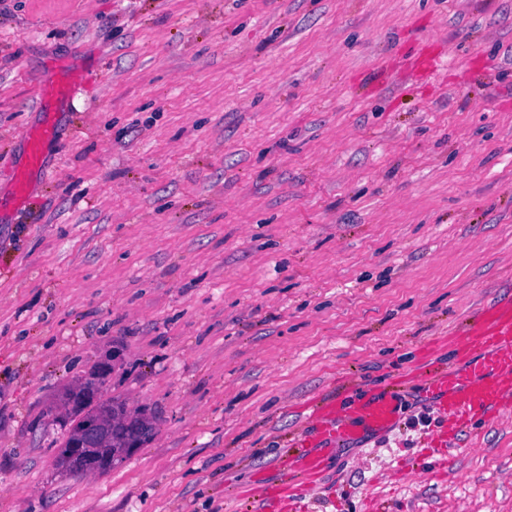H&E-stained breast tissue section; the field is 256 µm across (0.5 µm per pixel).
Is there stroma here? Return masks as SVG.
<instances>
[{"instance_id":"obj_1","label":"stroma","mask_w":512,"mask_h":512,"mask_svg":"<svg viewBox=\"0 0 512 512\" xmlns=\"http://www.w3.org/2000/svg\"><path fill=\"white\" fill-rule=\"evenodd\" d=\"M423 47L440 76L383 90ZM511 292L512 0H0V512H242L338 377ZM95 373L156 433L76 477L65 393ZM421 437L335 450L325 512ZM461 444L378 512H512V420ZM77 85V78L67 73L49 84L41 85L37 91V104L45 117L52 118V124H55V109L57 105L62 104L70 95L73 87ZM52 124L47 120L43 128L36 134L27 138V159L31 171H39L44 166L45 145L52 135Z\"/></svg>"}]
</instances>
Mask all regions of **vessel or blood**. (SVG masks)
Wrapping results in <instances>:
<instances>
[{
    "instance_id": "1",
    "label": "vessel or blood",
    "mask_w": 512,
    "mask_h": 512,
    "mask_svg": "<svg viewBox=\"0 0 512 512\" xmlns=\"http://www.w3.org/2000/svg\"><path fill=\"white\" fill-rule=\"evenodd\" d=\"M76 83L65 73L39 87L37 104L48 123L26 140L31 170L43 168L45 145L53 130L49 120ZM410 384L423 387L436 411L421 445L422 455L436 463H454L460 437L469 428L511 419L512 296L492 299L367 397H359L354 385L340 395L325 397L314 409L311 425L299 432L296 453L281 462L278 484L244 490L243 499L253 501L254 512L270 507L282 512L302 500H317V480L334 447L368 431L387 432L399 418L400 392Z\"/></svg>"
}]
</instances>
